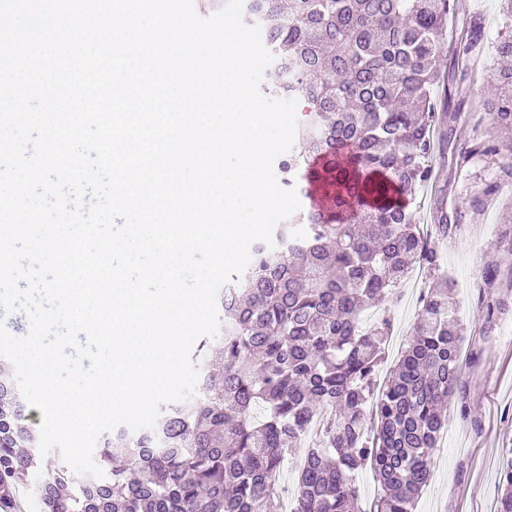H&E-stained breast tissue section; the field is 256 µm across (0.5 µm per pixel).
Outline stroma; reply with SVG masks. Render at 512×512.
Returning a JSON list of instances; mask_svg holds the SVG:
<instances>
[{"mask_svg":"<svg viewBox=\"0 0 512 512\" xmlns=\"http://www.w3.org/2000/svg\"><path fill=\"white\" fill-rule=\"evenodd\" d=\"M450 5V22L459 24L477 15L484 30L475 81L444 80L435 89L442 122L455 126L464 139L507 143L482 102L484 89L500 65L495 44L512 35V19L503 14L500 0H450ZM505 160L502 154L482 156L462 169L453 147L439 143L429 160L431 177L419 186L412 204L416 222L426 234L432 233L442 211L461 209L463 220L448 238L431 239L440 256L439 268L402 283L400 301L389 307L393 328L379 374L388 376L404 351L422 291L447 276L455 283L467 380L464 401L454 400L448 406V424L415 512H496L503 451L512 448V179L501 171ZM491 184L496 190L488 203L472 209V195ZM491 265L498 270L499 283L493 296L509 305L507 311L494 315L486 310L493 296L484 290L482 278Z\"/></svg>","mask_w":512,"mask_h":512,"instance_id":"stroma-1","label":"stroma"}]
</instances>
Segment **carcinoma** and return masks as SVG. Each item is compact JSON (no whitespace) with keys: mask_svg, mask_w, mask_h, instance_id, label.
Masks as SVG:
<instances>
[{"mask_svg":"<svg viewBox=\"0 0 512 512\" xmlns=\"http://www.w3.org/2000/svg\"><path fill=\"white\" fill-rule=\"evenodd\" d=\"M449 0H244L275 66L267 93L297 100L296 148L278 161L281 183L308 199L256 242L241 276L217 299L219 334L191 355L197 393L161 407L152 429L102 435L104 476L62 461L36 485L40 512H271L281 466L303 448L293 512H361L355 473L371 467L381 495L369 512H414L429 478L448 402L465 392L454 281L421 296L400 361L374 394L384 315L366 307L397 297L412 265L439 267L409 197L430 177L435 85L445 45L451 80L473 78L482 36L473 17L446 32ZM512 130V65L486 103ZM499 148L457 142L458 162ZM462 212L441 216L446 237ZM375 411H370L372 397ZM11 362L0 358V500L40 473V437L28 424ZM497 512H512V448Z\"/></svg>","mask_w":512,"mask_h":512,"instance_id":"carcinoma-1","label":"carcinoma"}]
</instances>
